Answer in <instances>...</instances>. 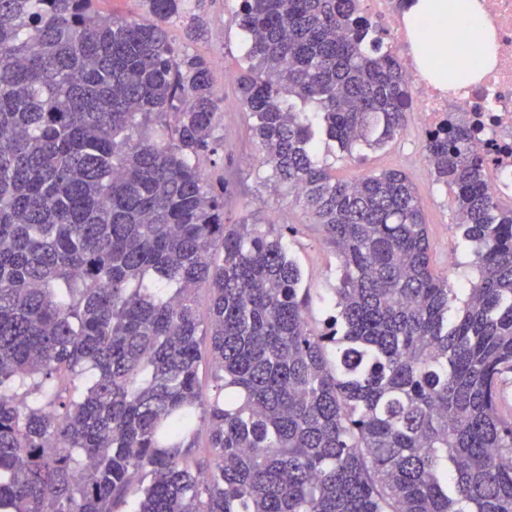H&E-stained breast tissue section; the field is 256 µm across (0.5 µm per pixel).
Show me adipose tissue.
Listing matches in <instances>:
<instances>
[{
  "label": "adipose tissue",
  "mask_w": 512,
  "mask_h": 512,
  "mask_svg": "<svg viewBox=\"0 0 512 512\" xmlns=\"http://www.w3.org/2000/svg\"><path fill=\"white\" fill-rule=\"evenodd\" d=\"M482 7L478 0H406L405 13L415 22L428 20L440 30L455 29L454 39H431L418 49L423 77L441 75L455 80L459 66H466L471 80H479L497 63L492 28H477Z\"/></svg>",
  "instance_id": "1"
}]
</instances>
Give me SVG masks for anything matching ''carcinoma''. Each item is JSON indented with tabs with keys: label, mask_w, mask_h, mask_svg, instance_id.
<instances>
[{
	"label": "carcinoma",
	"mask_w": 512,
	"mask_h": 512,
	"mask_svg": "<svg viewBox=\"0 0 512 512\" xmlns=\"http://www.w3.org/2000/svg\"><path fill=\"white\" fill-rule=\"evenodd\" d=\"M99 2L0 0V512H512V206L470 128L424 144L474 244L458 289L411 179L332 175L285 99L348 153L401 135L406 73L360 0H239L261 164L340 261L318 323L282 236L224 223L192 0Z\"/></svg>",
	"instance_id": "1"
}]
</instances>
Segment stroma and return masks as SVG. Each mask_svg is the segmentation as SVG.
I'll list each match as a JSON object with an SVG mask.
<instances>
[{
	"label": "stroma",
	"instance_id": "obj_1",
	"mask_svg": "<svg viewBox=\"0 0 512 512\" xmlns=\"http://www.w3.org/2000/svg\"><path fill=\"white\" fill-rule=\"evenodd\" d=\"M237 0H203L202 14L209 25L204 39L193 44L194 52L208 58L214 73V90L223 100L215 134L224 140V175L229 183L224 198V221L241 219L258 223L260 229L281 234L289 254L301 267L303 287L313 297L312 315L322 319L334 301L340 269L336 253L319 225L286 187L278 185L268 169L261 167L249 132V116L238 97L237 76L248 36L234 22ZM425 136L414 114H407L403 133L382 149L349 155L339 145L316 132L318 162L332 166L337 177L354 180L385 169H399L415 184L428 225L433 269L449 275L458 288L475 281L473 245L456 226L453 190L434 183L423 150Z\"/></svg>",
	"mask_w": 512,
	"mask_h": 512
}]
</instances>
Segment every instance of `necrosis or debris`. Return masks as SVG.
<instances>
[{"instance_id":"4bbe7bcc","label":"necrosis or debris","mask_w":512,"mask_h":512,"mask_svg":"<svg viewBox=\"0 0 512 512\" xmlns=\"http://www.w3.org/2000/svg\"><path fill=\"white\" fill-rule=\"evenodd\" d=\"M484 17L497 35L496 66L481 81L446 90L422 78L415 62L413 35L394 0H363L367 17L380 22L383 40L411 76L410 109L421 131L456 117L473 131L472 144L490 158L489 191L512 199V0H482Z\"/></svg>"}]
</instances>
